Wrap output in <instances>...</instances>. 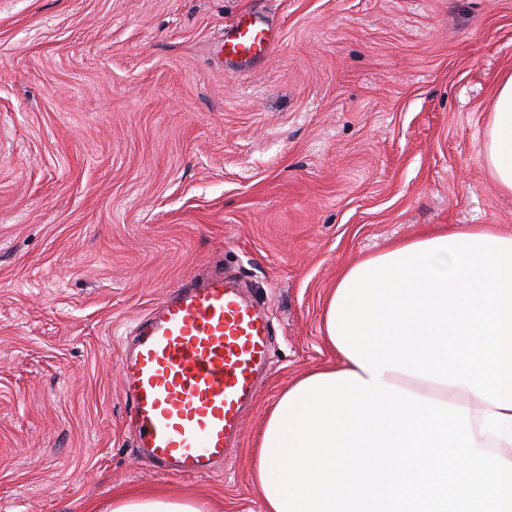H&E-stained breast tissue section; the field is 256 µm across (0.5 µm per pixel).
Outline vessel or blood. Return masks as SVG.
Listing matches in <instances>:
<instances>
[{
	"instance_id": "1",
	"label": "vessel or blood",
	"mask_w": 512,
	"mask_h": 512,
	"mask_svg": "<svg viewBox=\"0 0 512 512\" xmlns=\"http://www.w3.org/2000/svg\"><path fill=\"white\" fill-rule=\"evenodd\" d=\"M274 46L267 22L238 19L227 57ZM121 363L139 447L159 469L200 476L223 462L269 359L271 327L223 273L179 282L132 330Z\"/></svg>"
}]
</instances>
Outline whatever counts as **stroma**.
Masks as SVG:
<instances>
[{
  "label": "stroma",
  "mask_w": 512,
  "mask_h": 512,
  "mask_svg": "<svg viewBox=\"0 0 512 512\" xmlns=\"http://www.w3.org/2000/svg\"><path fill=\"white\" fill-rule=\"evenodd\" d=\"M276 43L243 65L237 18ZM512 0H0V512L157 488L263 512L249 457L331 362L340 272L424 231L512 233L485 162ZM272 329L239 444L173 477L128 429L134 324L205 265Z\"/></svg>",
  "instance_id": "35a3bbf8"
}]
</instances>
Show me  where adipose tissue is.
<instances>
[{"mask_svg":"<svg viewBox=\"0 0 512 512\" xmlns=\"http://www.w3.org/2000/svg\"><path fill=\"white\" fill-rule=\"evenodd\" d=\"M512 192V74L486 129ZM335 358L281 393L253 453L264 512H512V234L420 235L344 269L324 311ZM111 512H209L120 493Z\"/></svg>","mask_w":512,"mask_h":512,"instance_id":"adipose-tissue-1","label":"adipose tissue"}]
</instances>
